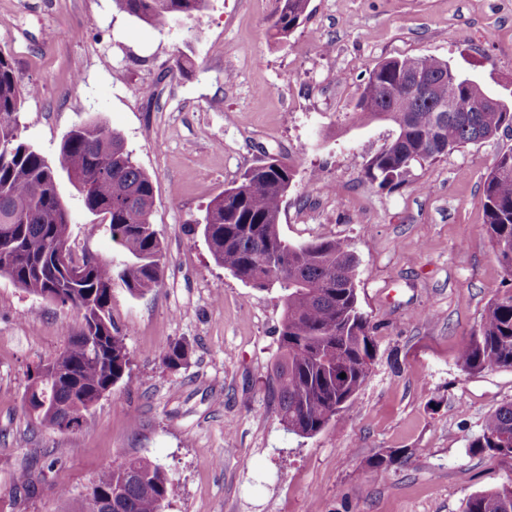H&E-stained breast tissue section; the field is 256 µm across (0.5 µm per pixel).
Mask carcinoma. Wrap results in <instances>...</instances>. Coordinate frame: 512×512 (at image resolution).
I'll list each match as a JSON object with an SVG mask.
<instances>
[{
  "instance_id": "obj_1",
  "label": "carcinoma",
  "mask_w": 512,
  "mask_h": 512,
  "mask_svg": "<svg viewBox=\"0 0 512 512\" xmlns=\"http://www.w3.org/2000/svg\"><path fill=\"white\" fill-rule=\"evenodd\" d=\"M129 17L156 29L179 19L187 32L198 28L207 0H115ZM310 0H279L271 37L284 40L308 16ZM447 72L456 77L455 111L448 113V150L427 149L438 126L434 106L402 99L386 122L393 138L369 161L365 178L381 186L400 184L415 163L433 162L447 152L500 131L512 132V104L474 112L484 95L477 81L432 55L386 60L375 67L355 104L354 119L376 120L366 102L407 72ZM34 88L27 89L32 93ZM20 80L0 51V276L25 291L76 310L79 322L60 359L69 383L31 380L27 411L44 426L62 431L83 425L85 415L112 387L130 375L131 355L112 320V287L130 292L157 287L165 253L152 225L155 187L126 150L122 138L95 122L75 126L54 159L43 156L21 136ZM81 195L84 207L101 215L122 258L85 256L75 277L58 263L55 251L70 249L71 215L61 194V178ZM290 164L268 156L240 181L213 197L200 222L215 262L244 283L280 290L283 316L280 355L274 367L280 423L290 433L313 436L337 418L371 373L374 341L358 304L357 258L350 244L323 239L294 245L280 235L282 204L293 184ZM486 226L496 257L512 277V150L498 154L484 181ZM188 349L170 344L164 363L181 366ZM469 372L512 368V290L494 298L478 329L459 353ZM346 377H340V374ZM470 447L512 454V402L489 414ZM179 486L161 467L132 459L102 470L80 512H101L98 496L112 495V512H164ZM466 512H512V482L472 496Z\"/></svg>"
}]
</instances>
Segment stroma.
I'll list each match as a JSON object with an SVG mask.
<instances>
[{
    "label": "stroma",
    "instance_id": "obj_1",
    "mask_svg": "<svg viewBox=\"0 0 512 512\" xmlns=\"http://www.w3.org/2000/svg\"><path fill=\"white\" fill-rule=\"evenodd\" d=\"M277 7L210 0L191 37L182 24L137 22L114 0H0V51L36 88L20 112L23 138L51 158L80 122L118 133L154 181L166 254L158 287L113 286L131 375L76 432L41 426L24 396L30 369L59 354L78 316L0 277V512H78L103 468L137 458L178 481L165 512H465L512 480V456L470 448L512 402V369L459 364L489 302L512 288L484 209L485 178L512 134L412 165L390 188L364 168L392 126L351 120L373 67L405 56L447 60L512 100V0H311L285 41L269 35ZM183 51L193 60L184 73ZM267 154L296 172L281 235L350 243L375 342L368 380L311 437L283 428L270 392L277 292L224 270L197 226ZM61 191L74 256L111 257L102 217L69 183ZM176 341L189 357L170 369L162 357ZM397 449L408 458L373 467L376 453Z\"/></svg>",
    "mask_w": 512,
    "mask_h": 512
}]
</instances>
